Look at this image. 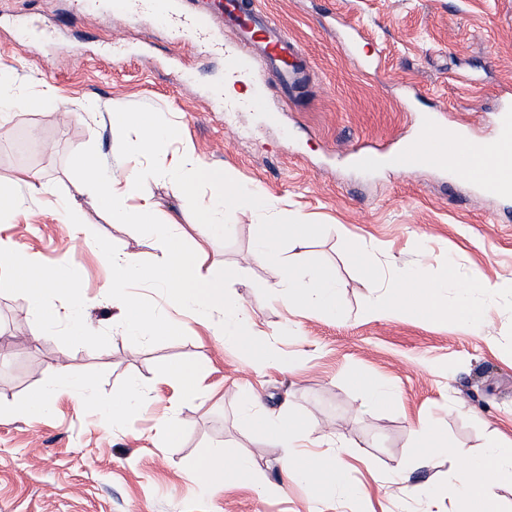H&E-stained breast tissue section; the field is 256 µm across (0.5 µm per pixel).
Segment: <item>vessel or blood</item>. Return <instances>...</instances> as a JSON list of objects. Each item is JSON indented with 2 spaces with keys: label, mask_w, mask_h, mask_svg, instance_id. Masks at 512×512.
I'll list each match as a JSON object with an SVG mask.
<instances>
[{
  "label": "vessel or blood",
  "mask_w": 512,
  "mask_h": 512,
  "mask_svg": "<svg viewBox=\"0 0 512 512\" xmlns=\"http://www.w3.org/2000/svg\"><path fill=\"white\" fill-rule=\"evenodd\" d=\"M129 11L159 16L168 26L183 31L189 42L208 44L213 51L223 54L227 62V79L242 80L247 74V66L238 58L234 46L215 34L213 23L217 20L227 21L240 43L262 44L266 70L281 87H292L306 77L302 46L276 24L258 0H205L200 11L186 6L176 7L174 0H114V14L122 16ZM54 36L53 29L22 17L15 24L14 45L24 50L32 41L48 42ZM212 96L219 100L223 112L265 111L271 124L279 122L278 111L267 110L260 96L228 99L219 90L213 91ZM498 117L493 146L496 150L512 153V110L503 109ZM460 144V135L442 131L436 116L424 115L416 135L402 141L397 148L358 145L353 150V158L365 170L385 165L406 172L421 166L441 165L449 152Z\"/></svg>",
  "instance_id": "1"
}]
</instances>
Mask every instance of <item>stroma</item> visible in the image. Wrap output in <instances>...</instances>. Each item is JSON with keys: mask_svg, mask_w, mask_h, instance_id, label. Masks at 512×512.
Wrapping results in <instances>:
<instances>
[{"mask_svg": "<svg viewBox=\"0 0 512 512\" xmlns=\"http://www.w3.org/2000/svg\"><path fill=\"white\" fill-rule=\"evenodd\" d=\"M263 9L303 47L311 70L293 95L265 81L267 106H286L281 129L251 112L230 121L208 95L224 79L225 61L204 48L182 45L186 70L172 58L179 33L154 18H98L62 29L55 48L13 47L8 16H0V67L34 93L93 104L79 119L51 107L0 111V185L23 195L25 215L0 222V240L32 255L24 271L66 278L63 259L76 254V283L86 319L99 328L97 346L72 340L65 327L37 333L27 297L0 292V512H422L428 480L445 484L448 463L431 458L411 466L412 437L420 423L447 431L448 443L481 452L498 434L512 437V295L498 299L480 328L408 317L370 320L361 308L371 281L401 287L392 267L408 268L429 255L433 275L456 267L512 277V196L481 192L463 169L421 168L401 173L365 171L347 157L362 142L399 145L423 113H438L448 128L473 140L491 139L497 111L512 102V0H259ZM358 49H351L353 34ZM147 105L171 120L203 162L224 169L260 191L279 215L320 222L328 230L303 245H287L292 262L320 259L342 287L346 313L288 315L262 288L276 268L251 261L249 215L232 211L230 240L201 239L185 196L162 181L143 189L161 216L182 224L185 241L203 246L212 271L228 267L230 283L264 341L289 357L288 366L255 371L236 347L217 343L202 318L182 313L185 338L138 346L123 336L103 290L111 278L96 243L74 251L71 225L61 217L76 202L97 232L121 252L155 260V241L100 211L95 197L70 172V156L94 146L115 177L143 167L120 158L112 111ZM46 183L45 195L27 194L24 181ZM359 238L373 248L371 265L351 253ZM95 382L100 401L120 397L137 383L150 402L120 425L61 396L43 415L20 414L27 396L49 383L59 361ZM177 362L197 367L194 397L180 395L167 377ZM390 384L394 404L369 402L356 377ZM258 397L268 408H287L314 436L333 432L354 446L349 477L364 496L347 501L313 492L286 478L282 448L242 419V401ZM180 424L169 440L160 417ZM223 443L248 455L268 487L243 485L205 497L189 479L191 462ZM408 464L409 479L391 471Z\"/></svg>", "mask_w": 512, "mask_h": 512, "instance_id": "35a3bbf8", "label": "stroma"}]
</instances>
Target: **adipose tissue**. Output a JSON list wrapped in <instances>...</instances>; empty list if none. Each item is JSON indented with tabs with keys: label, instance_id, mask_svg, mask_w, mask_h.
Listing matches in <instances>:
<instances>
[{
	"label": "adipose tissue",
	"instance_id": "1",
	"mask_svg": "<svg viewBox=\"0 0 512 512\" xmlns=\"http://www.w3.org/2000/svg\"><path fill=\"white\" fill-rule=\"evenodd\" d=\"M14 272L0 274V288L25 294L38 316L41 334L48 335L67 323L70 336L89 346L98 342L97 332L78 312L77 304L67 309L58 308L52 301L59 291L58 278L45 275L37 284L16 277V270L31 267L32 261L24 253L12 249L8 252ZM404 286L391 293L375 289L369 296L364 314L368 319L380 320L409 315L421 320H453L461 325L476 327L483 324L492 302L506 292L512 293V278H491L482 273L473 274L467 281H460L456 269H449L444 278L434 280L428 275L426 265L403 270ZM79 397L91 407H104L113 424H121L132 413L146 406L147 400L137 385H129L126 392L112 404L100 405L90 380L75 377L66 369H59L53 380L34 391L24 401L21 411L39 414L52 409L58 397ZM247 424L259 430L271 443L285 448L283 460L286 474L315 485L324 479L332 493L351 499H359L362 491L348 479L347 445L336 434L323 437L321 444H314L311 431L303 423L283 410H272L255 397H247L242 407ZM416 465H424L422 451L431 448L448 455V487H429L427 505H435L442 492H449L461 505L460 512H500L497 488L512 482V439L499 437L490 442L482 453L468 448L449 447L444 431L428 422L421 423L415 432ZM188 476L206 494H216L243 484L259 487L250 458L228 453L217 445L188 469Z\"/></svg>",
	"mask_w": 512,
	"mask_h": 512
}]
</instances>
